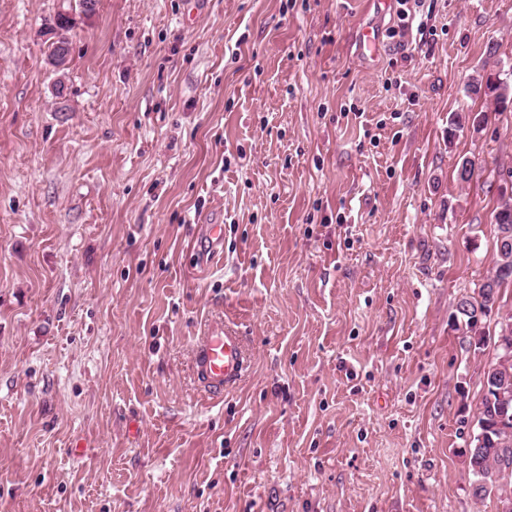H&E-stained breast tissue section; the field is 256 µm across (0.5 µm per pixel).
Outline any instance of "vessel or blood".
Instances as JSON below:
<instances>
[{"label":"vessel or blood","instance_id":"vessel-or-blood-1","mask_svg":"<svg viewBox=\"0 0 512 512\" xmlns=\"http://www.w3.org/2000/svg\"><path fill=\"white\" fill-rule=\"evenodd\" d=\"M195 370L204 388L222 393L241 380L247 358L242 338L228 325L216 322L197 343Z\"/></svg>","mask_w":512,"mask_h":512}]
</instances>
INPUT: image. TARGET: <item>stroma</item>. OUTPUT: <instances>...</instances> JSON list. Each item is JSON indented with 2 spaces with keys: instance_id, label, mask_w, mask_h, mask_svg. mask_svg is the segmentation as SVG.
<instances>
[{
  "instance_id": "1",
  "label": "stroma",
  "mask_w": 512,
  "mask_h": 512,
  "mask_svg": "<svg viewBox=\"0 0 512 512\" xmlns=\"http://www.w3.org/2000/svg\"><path fill=\"white\" fill-rule=\"evenodd\" d=\"M57 0H0V512H497L477 499L512 0H100L47 62ZM481 133L448 135L454 113ZM209 224L222 255L191 249ZM243 336L204 398L193 342ZM82 456H73V446ZM395 12L392 25L385 29V37L402 46L413 40V31L423 35L427 28L428 15L424 14V0H394Z\"/></svg>"
}]
</instances>
